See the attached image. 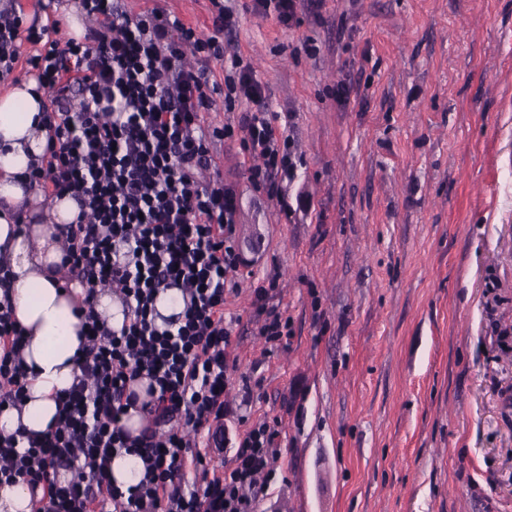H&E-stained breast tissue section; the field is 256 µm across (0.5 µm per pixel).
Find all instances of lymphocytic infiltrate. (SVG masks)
<instances>
[{"label":"lymphocytic infiltrate","mask_w":512,"mask_h":512,"mask_svg":"<svg viewBox=\"0 0 512 512\" xmlns=\"http://www.w3.org/2000/svg\"><path fill=\"white\" fill-rule=\"evenodd\" d=\"M78 4L88 42L28 34L43 45L28 63L52 95L46 153L29 177L46 200L67 196L78 206L61 262L83 290L84 353L51 430L0 433V487L25 484L42 512H255L261 481L276 475L277 430L251 427L218 475L203 469L194 436L224 419L232 345L224 296L240 264L232 241L239 198L204 176L210 135L201 114L216 93L231 112L239 100H262L263 88L242 58L224 53L219 35L237 17L223 0H212L215 34L206 40L157 11L133 17L112 0ZM217 62L220 84L209 78ZM238 131L260 160L250 170L253 188L279 196V179L294 171L287 138L260 110L215 134ZM106 284L126 309L117 330L95 311ZM172 288L184 308L157 324L158 297ZM22 343L13 308L1 300L0 412L21 402ZM132 410L146 422L136 436L122 424ZM122 451L143 465L142 479L125 489L110 477ZM189 461L202 467L190 484Z\"/></svg>","instance_id":"1"}]
</instances>
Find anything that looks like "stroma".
Returning a JSON list of instances; mask_svg holds the SVG:
<instances>
[{
	"label": "stroma",
	"mask_w": 512,
	"mask_h": 512,
	"mask_svg": "<svg viewBox=\"0 0 512 512\" xmlns=\"http://www.w3.org/2000/svg\"><path fill=\"white\" fill-rule=\"evenodd\" d=\"M40 2L0 5L68 40L76 0ZM118 5L214 33L210 0ZM229 5L296 164L277 202L240 137L210 143L243 259L224 435L280 434L256 512H512V0ZM272 274L283 344L252 320ZM295 2V0H257L255 7L265 14H274L277 19L286 23L295 14Z\"/></svg>",
	"instance_id": "obj_1"
}]
</instances>
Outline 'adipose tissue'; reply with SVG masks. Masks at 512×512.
<instances>
[{"mask_svg": "<svg viewBox=\"0 0 512 512\" xmlns=\"http://www.w3.org/2000/svg\"><path fill=\"white\" fill-rule=\"evenodd\" d=\"M47 105L35 79L0 91V266L12 274L14 313L24 329L28 384L19 407L0 412V431L41 433L57 421L58 398L79 373L82 290L65 288L55 271L63 254L60 225L77 207L64 197L46 205L25 182L47 147L36 116Z\"/></svg>", "mask_w": 512, "mask_h": 512, "instance_id": "1", "label": "adipose tissue"}]
</instances>
